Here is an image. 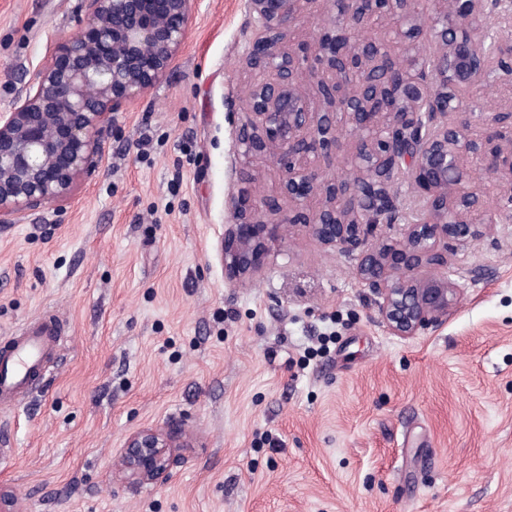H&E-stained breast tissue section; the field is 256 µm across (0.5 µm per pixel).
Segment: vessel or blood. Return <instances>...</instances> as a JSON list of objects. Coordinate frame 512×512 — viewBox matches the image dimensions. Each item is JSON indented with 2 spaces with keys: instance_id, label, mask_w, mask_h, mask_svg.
<instances>
[{
  "instance_id": "1",
  "label": "vessel or blood",
  "mask_w": 512,
  "mask_h": 512,
  "mask_svg": "<svg viewBox=\"0 0 512 512\" xmlns=\"http://www.w3.org/2000/svg\"><path fill=\"white\" fill-rule=\"evenodd\" d=\"M60 336L58 319L46 314L11 338L0 352V404L12 400L57 354Z\"/></svg>"
}]
</instances>
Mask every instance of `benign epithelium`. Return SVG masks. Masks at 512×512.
I'll return each mask as SVG.
<instances>
[{"instance_id": "1", "label": "benign epithelium", "mask_w": 512, "mask_h": 512, "mask_svg": "<svg viewBox=\"0 0 512 512\" xmlns=\"http://www.w3.org/2000/svg\"><path fill=\"white\" fill-rule=\"evenodd\" d=\"M193 0H86L73 36L0 113V223L66 198L98 163L99 133L160 82L184 43ZM411 0H249L259 32L243 67L246 120L237 137L244 159L265 154L283 172L278 199L258 196V172L239 170L235 222L224 232V280L255 277L272 247L300 225L322 244L359 255L356 277L379 298L387 330L402 338L448 321L459 288L448 253L498 223L485 208L484 182L469 177L475 155L485 179L512 202V104L472 134L468 90L493 75L512 88V44L476 59L484 16L509 15V0H432L426 14ZM330 12L346 32L323 28L310 42L284 44L306 19ZM348 145L352 175L326 179L331 151ZM411 187L402 220L392 187ZM403 224L395 235L380 226ZM182 431L147 427L129 435L120 466L132 485L171 476ZM0 512H29L0 486Z\"/></svg>"}]
</instances>
